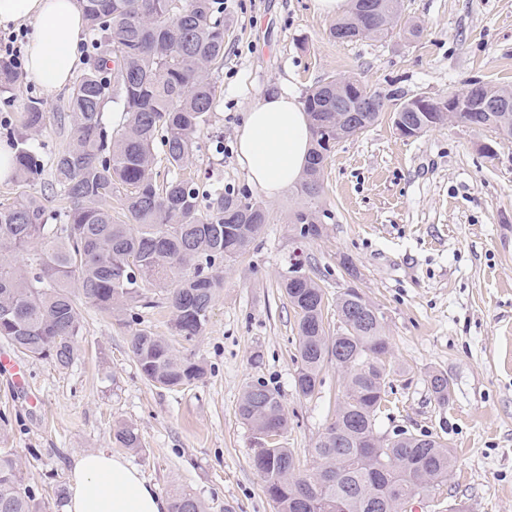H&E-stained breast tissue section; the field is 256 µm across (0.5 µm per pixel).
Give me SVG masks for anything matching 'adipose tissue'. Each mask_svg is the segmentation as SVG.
Here are the masks:
<instances>
[{"label": "adipose tissue", "mask_w": 512, "mask_h": 512, "mask_svg": "<svg viewBox=\"0 0 512 512\" xmlns=\"http://www.w3.org/2000/svg\"><path fill=\"white\" fill-rule=\"evenodd\" d=\"M33 23L27 70L47 91L66 87L78 65L86 29L78 0H0V27ZM311 133L296 97L281 92L253 103L237 134L248 181L279 197L299 181L309 161ZM64 512H170L169 501L125 458L104 452L76 457Z\"/></svg>", "instance_id": "adipose-tissue-1"}]
</instances>
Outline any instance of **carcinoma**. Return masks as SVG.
<instances>
[{
    "mask_svg": "<svg viewBox=\"0 0 512 512\" xmlns=\"http://www.w3.org/2000/svg\"><path fill=\"white\" fill-rule=\"evenodd\" d=\"M330 27V36L358 37V0ZM370 36L420 34L401 23V0H367ZM94 36L95 58L68 89L58 113L70 130L65 146L44 162L31 141L48 115L32 99L21 128L0 126L14 156L11 180L34 183L50 171L51 189L61 202L47 210L35 196L18 195L0 202V337L33 359L51 357L67 366L81 332L78 303L128 322L136 308L148 304L147 291L165 295L173 335L185 341L199 336L211 303L224 287V263L250 250L270 213L241 189L200 191L181 175L199 149V137L217 100L214 74L224 65V0H79ZM115 64L117 80L110 76ZM21 73L0 57V93L13 91ZM120 101L117 128L106 119L109 103ZM312 148L297 192L305 203L289 217L301 239L321 234L322 172L336 146L325 130L336 127V103L320 84L304 97ZM381 112H355L351 134L366 131ZM481 130L512 139V112H466ZM411 126H438L434 112L402 113ZM165 163L167 177L157 181ZM117 207H112V203ZM294 268L280 282L297 315L294 376L298 395L308 397L321 384L326 360L334 358L344 393L335 418L324 429L311 455L316 478L302 487V474L291 449L265 439L272 424L288 427L277 392L263 382L245 387L238 403L240 418L256 440L252 464L276 512H402L408 496L420 489L438 490L453 473L448 446L437 439L400 433L385 438L376 430L386 402L390 344L379 308L353 288L336 295V313L348 320L327 335L323 289ZM133 359L141 375L161 387L190 384L205 375L204 365L178 354L149 328L133 332ZM435 398L449 399L448 376L429 375ZM114 440L136 451L135 428L118 425ZM380 441L381 457L366 458ZM0 512H43L35 493L24 485L21 465L9 448H0ZM171 512H207L194 495L172 496Z\"/></svg>",
    "mask_w": 512,
    "mask_h": 512,
    "instance_id": "cac0c4a2",
    "label": "carcinoma"
}]
</instances>
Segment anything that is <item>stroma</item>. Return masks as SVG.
<instances>
[{
	"label": "stroma",
	"mask_w": 512,
	"mask_h": 512,
	"mask_svg": "<svg viewBox=\"0 0 512 512\" xmlns=\"http://www.w3.org/2000/svg\"><path fill=\"white\" fill-rule=\"evenodd\" d=\"M401 10L420 26L418 37L339 42L314 0H224L219 100L188 174L248 187L237 131L249 106L273 92L300 99L333 77L410 96L445 97L476 82L512 86V0H401ZM32 97L52 115L63 104L62 93L26 76L0 94V114L19 122ZM216 140L223 153L213 150ZM323 183L329 217L310 240H298L288 222L302 203L296 188L267 200L271 222L249 253L225 263L199 337L172 335L161 295L140 308L141 324L204 363L202 379L175 389L147 382L130 352L137 325L86 305L68 366L25 358L21 387L0 373V448L18 456L45 512H62L55 491L85 451L123 453L164 496L190 492L208 512H275L238 415L243 389L259 381L277 391L288 417L282 441L307 473L343 393L332 362L318 393L295 391L297 317L279 281L296 263L326 294L328 335L344 289H359L383 315L391 356L379 433L429 435L454 455L447 486L415 494L413 506L512 512V139L462 124L406 139L386 111L337 144ZM435 371L448 376L444 404L430 389ZM120 422L137 428L139 450H118Z\"/></svg>",
	"instance_id": "obj_1"
}]
</instances>
